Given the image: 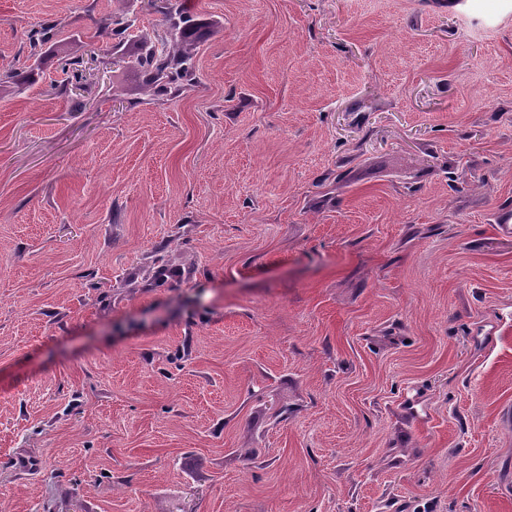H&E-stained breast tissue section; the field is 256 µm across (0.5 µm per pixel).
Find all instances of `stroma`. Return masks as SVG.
Here are the masks:
<instances>
[{
  "instance_id": "1",
  "label": "stroma",
  "mask_w": 512,
  "mask_h": 512,
  "mask_svg": "<svg viewBox=\"0 0 512 512\" xmlns=\"http://www.w3.org/2000/svg\"><path fill=\"white\" fill-rule=\"evenodd\" d=\"M183 2L0 0V512H512V0ZM176 40L166 37L156 51L151 45L136 59L142 81L153 97L167 96L189 74L188 61L174 49Z\"/></svg>"
}]
</instances>
